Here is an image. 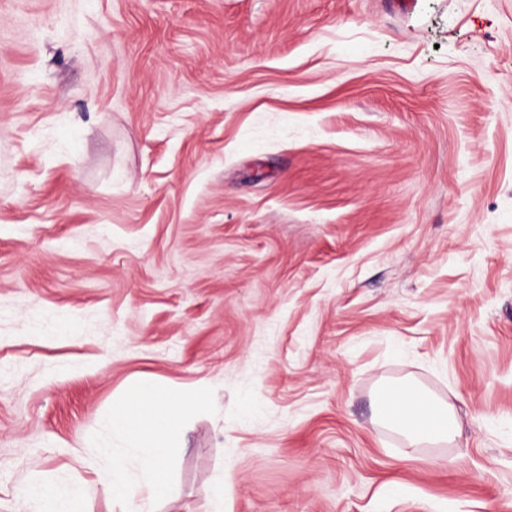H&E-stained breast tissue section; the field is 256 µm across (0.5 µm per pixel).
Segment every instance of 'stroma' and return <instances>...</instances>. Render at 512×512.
Here are the masks:
<instances>
[{"mask_svg":"<svg viewBox=\"0 0 512 512\" xmlns=\"http://www.w3.org/2000/svg\"><path fill=\"white\" fill-rule=\"evenodd\" d=\"M140 385L158 512H512V0H0V512ZM378 405L384 422L403 434L412 446L452 442L459 434L451 407L413 384L403 382L383 387Z\"/></svg>","mask_w":512,"mask_h":512,"instance_id":"obj_1","label":"stroma"}]
</instances>
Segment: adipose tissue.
I'll return each mask as SVG.
<instances>
[{
    "label": "adipose tissue",
    "mask_w": 512,
    "mask_h": 512,
    "mask_svg": "<svg viewBox=\"0 0 512 512\" xmlns=\"http://www.w3.org/2000/svg\"><path fill=\"white\" fill-rule=\"evenodd\" d=\"M194 394L157 396L142 403L140 391H132L130 406L112 415V433L122 439V447L112 451L113 473L124 469L128 456H135L141 481L114 482L112 475L101 478L112 497L128 502L127 512H154L156 502L171 491L172 461L168 450L170 431L179 423ZM378 405L384 422L399 431L410 445L451 442L459 434L456 417L441 403L410 383L383 387Z\"/></svg>",
    "instance_id": "ef3b65f1"
}]
</instances>
